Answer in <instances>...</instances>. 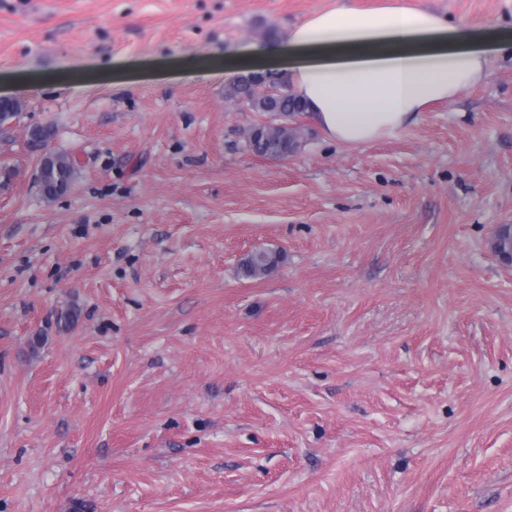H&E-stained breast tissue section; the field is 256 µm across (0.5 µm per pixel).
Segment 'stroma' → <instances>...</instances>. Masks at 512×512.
<instances>
[{"label": "stroma", "mask_w": 512, "mask_h": 512, "mask_svg": "<svg viewBox=\"0 0 512 512\" xmlns=\"http://www.w3.org/2000/svg\"><path fill=\"white\" fill-rule=\"evenodd\" d=\"M331 3L0 0V512H512V46L394 137L248 152L230 61ZM38 170L41 191L46 198L52 199L69 188L76 164L66 155L44 151L38 159ZM504 234H509V239L503 240ZM490 249L500 258V260L512 265V224H497L492 232ZM279 253L258 250L245 255L240 262V273L251 279H260L270 274V267L277 266L282 262Z\"/></svg>", "instance_id": "obj_1"}]
</instances>
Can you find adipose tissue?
I'll return each mask as SVG.
<instances>
[{
  "instance_id": "adipose-tissue-1",
  "label": "adipose tissue",
  "mask_w": 512,
  "mask_h": 512,
  "mask_svg": "<svg viewBox=\"0 0 512 512\" xmlns=\"http://www.w3.org/2000/svg\"><path fill=\"white\" fill-rule=\"evenodd\" d=\"M282 71L325 137L361 146L397 135L433 102L490 74L487 46L511 37L450 25L422 0L359 9L335 0L288 28Z\"/></svg>"
}]
</instances>
